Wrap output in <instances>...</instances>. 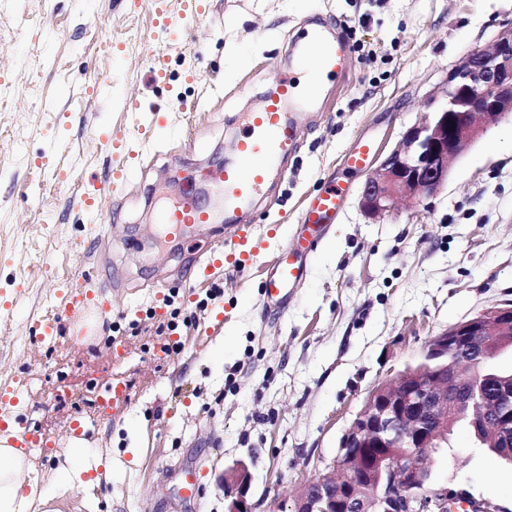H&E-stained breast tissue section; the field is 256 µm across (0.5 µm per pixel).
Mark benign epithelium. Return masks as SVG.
Instances as JSON below:
<instances>
[{
  "instance_id": "1",
  "label": "benign epithelium",
  "mask_w": 512,
  "mask_h": 512,
  "mask_svg": "<svg viewBox=\"0 0 512 512\" xmlns=\"http://www.w3.org/2000/svg\"><path fill=\"white\" fill-rule=\"evenodd\" d=\"M424 121L407 128L399 146L369 171L359 195L364 213L378 216L400 198L434 196L448 179V162L480 133L486 123L512 114V22L502 26L489 51L469 54L447 73L442 90L425 101ZM512 352V306L493 307L432 337L421 360L439 359L437 371L406 368L396 379L377 385L345 430L333 473L306 480L296 491L292 512H429L436 504L454 509L464 502L470 512H490V503L448 498L445 488L426 486L427 459L396 448L444 447L453 430L448 409L470 407L478 422L512 443V421L487 407V390L477 384L465 392L466 378L482 380L490 357ZM369 476V501L359 493L358 474ZM234 487L227 512H252L246 499L250 473L240 463L227 477Z\"/></svg>"
}]
</instances>
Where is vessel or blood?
Listing matches in <instances>:
<instances>
[{
    "mask_svg": "<svg viewBox=\"0 0 512 512\" xmlns=\"http://www.w3.org/2000/svg\"><path fill=\"white\" fill-rule=\"evenodd\" d=\"M152 6L158 30L171 37L204 13L205 0H180V15L176 18L170 14L169 0H152ZM352 54L342 30L322 21H314L297 33L288 67L283 70L275 90L245 115L243 128L234 143V159L209 176L213 191L224 198L227 236L208 253L195 257L201 273H209L226 263L241 269L251 264L248 226L243 217L267 190L272 175L283 172L288 158L300 147L301 130L294 107L301 101L319 102L327 82L339 79L348 69ZM101 147L117 159L111 170V188H124L135 169L138 150L127 140L109 136L103 138ZM372 151L371 139H358L346 154L348 168L364 169ZM347 189L346 182L337 180L310 197L302 222L312 227L313 232L295 235L282 249L263 282L267 298L281 299L288 289L299 285L304 276L300 259L315 250L317 229L335 220ZM213 221L210 210L188 198L169 203L160 213L166 233L175 237L188 225Z\"/></svg>",
    "mask_w": 512,
    "mask_h": 512,
    "instance_id": "vessel-or-blood-1",
    "label": "vessel or blood"
}]
</instances>
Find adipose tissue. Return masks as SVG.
Returning <instances> with one entry per match:
<instances>
[{"mask_svg":"<svg viewBox=\"0 0 512 512\" xmlns=\"http://www.w3.org/2000/svg\"><path fill=\"white\" fill-rule=\"evenodd\" d=\"M86 448L84 439L71 438L53 483L37 478L25 483L21 477L30 469L28 456L13 447L9 435L0 436V512H32L34 507L49 506L68 490L72 476L85 471Z\"/></svg>","mask_w":512,"mask_h":512,"instance_id":"ef3b65f1","label":"adipose tissue"}]
</instances>
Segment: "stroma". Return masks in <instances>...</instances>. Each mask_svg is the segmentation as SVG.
<instances>
[{
    "instance_id": "35a3bbf8",
    "label": "stroma",
    "mask_w": 512,
    "mask_h": 512,
    "mask_svg": "<svg viewBox=\"0 0 512 512\" xmlns=\"http://www.w3.org/2000/svg\"><path fill=\"white\" fill-rule=\"evenodd\" d=\"M206 19L160 37L149 0H0V389L24 388L26 417L51 444L30 474L51 482L70 437L90 469L53 512H226L221 479L252 475L255 512H291L298 485L331 473L342 435L368 392L416 364L430 336L493 306L512 305V116L483 125L448 163L435 196L402 199L376 217L359 207L365 172L346 176L360 136L396 148L424 100L466 56L490 49L512 0H207ZM238 56L224 36L239 13ZM27 25H19V15ZM317 17L344 25L354 61L307 110L287 177L252 218L256 257L201 276L192 261L223 225L156 242L149 229L175 177L229 154L241 115L278 83L297 31ZM195 50V81L182 56ZM168 60L156 80L152 59ZM169 109L132 181L107 189L103 132L131 133V109ZM348 177L335 224L280 302L261 283L300 232L309 197ZM98 189L111 232L72 204ZM92 288L112 314L86 339L85 313L64 314L63 290ZM60 319L50 346L33 323ZM126 402L108 410L112 385ZM109 481L92 485L93 475ZM198 479L199 494L188 483ZM431 483L512 512V465L455 429Z\"/></svg>"
}]
</instances>
